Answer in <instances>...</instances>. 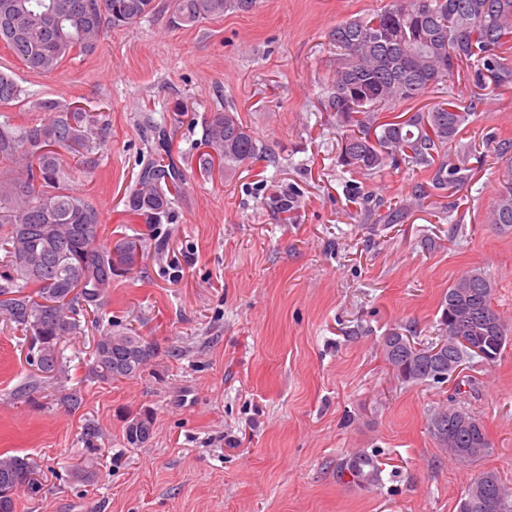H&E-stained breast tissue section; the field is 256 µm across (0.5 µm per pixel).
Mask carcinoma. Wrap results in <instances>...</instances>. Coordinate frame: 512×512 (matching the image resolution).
I'll list each match as a JSON object with an SVG mask.
<instances>
[{
	"instance_id": "cac0c4a2",
	"label": "carcinoma",
	"mask_w": 512,
	"mask_h": 512,
	"mask_svg": "<svg viewBox=\"0 0 512 512\" xmlns=\"http://www.w3.org/2000/svg\"><path fill=\"white\" fill-rule=\"evenodd\" d=\"M256 0H172V23L196 26L228 11L248 12ZM155 9L154 0H0V43L29 71L50 75L73 53L88 54L109 28L128 27ZM512 42V0H389L367 18L334 27L333 72L320 105L344 128L339 159L348 170L371 175L401 163L429 168L445 147L469 124L478 98L461 106L449 96L408 119L380 120L381 111L414 102L453 80L466 66L480 89L494 92L512 85V64L501 49ZM11 74L0 71V105L18 98ZM49 116L32 125L0 122V318L16 324L35 355L32 387L67 381L60 345L81 330L79 316L102 309L112 292V277L135 269L143 240L127 239L113 247L99 240L97 208L68 188L78 169L96 165L93 149L106 127L101 114L45 100ZM200 165L206 173L235 169L260 154L254 133L232 109L205 119ZM185 179L182 169L154 160L141 169L128 197L129 211L151 224L168 217L166 189ZM463 168L445 159L433 181L457 191L467 184ZM488 222L512 230V163L503 172ZM85 288L70 296L76 282ZM459 277L442 302L439 335L452 329L451 300L464 288ZM471 288L474 311L499 317L493 286L480 277ZM156 356L152 341L133 332L107 331L94 342L86 377L110 384L140 374ZM57 363L54 377L43 376L40 358ZM442 359L422 358L410 382L435 381ZM154 418L139 412L127 421L131 446L147 442ZM35 463L17 455H0V512H14L15 495L40 483Z\"/></svg>"
}]
</instances>
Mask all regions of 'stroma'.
<instances>
[{"label": "stroma", "instance_id": "1", "mask_svg": "<svg viewBox=\"0 0 512 512\" xmlns=\"http://www.w3.org/2000/svg\"><path fill=\"white\" fill-rule=\"evenodd\" d=\"M387 2L257 0L175 28L171 0H155L47 76L0 44V70L20 88L0 122L37 123L46 99L107 114L95 168L70 187L98 208L102 242L145 239L136 269L113 278L109 303L61 345L80 409L48 387L18 395L34 368L25 336L0 320V454L43 474L37 494L17 493L16 512H459L481 472L512 485V344L443 384L402 383L381 352L394 330L434 340L443 297L470 270L492 282L512 326V230L485 221L504 168L495 146L512 140V87L478 104L450 149L465 190L434 189L430 168L346 172L320 106L327 34ZM227 105L267 152L208 175L203 122ZM156 123L186 179L168 220L149 226L128 195ZM399 208L400 223H381ZM128 328L155 343V359L132 378L86 380L95 338ZM451 403L484 424L482 460L452 461L429 433L430 414ZM143 411L153 435L133 447L126 421ZM359 453L374 459L373 479L350 471ZM85 456L97 461L90 483L71 475Z\"/></svg>", "mask_w": 512, "mask_h": 512}]
</instances>
